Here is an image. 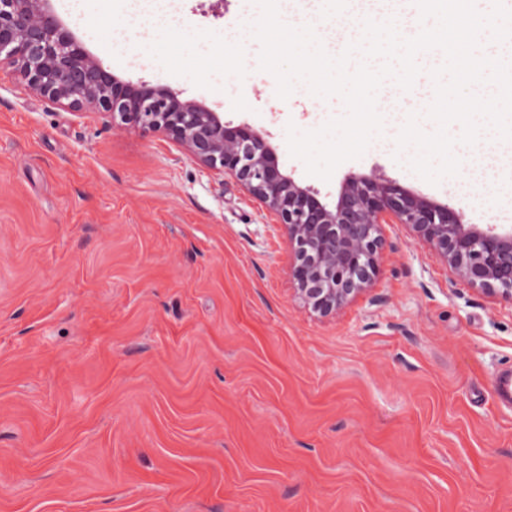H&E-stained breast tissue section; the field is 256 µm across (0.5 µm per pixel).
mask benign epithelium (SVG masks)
I'll list each match as a JSON object with an SVG mask.
<instances>
[{
    "label": "benign epithelium",
    "instance_id": "7a95c632",
    "mask_svg": "<svg viewBox=\"0 0 512 512\" xmlns=\"http://www.w3.org/2000/svg\"><path fill=\"white\" fill-rule=\"evenodd\" d=\"M30 90L114 126L161 133L201 166L229 175L283 224L295 292L327 316L369 290L379 270L381 226L402 224L426 241L453 276L512 301V228L466 225L460 212L381 175L354 179L334 208L281 172L264 137L182 100L162 86L132 84L94 61L52 14L50 0H0V66Z\"/></svg>",
    "mask_w": 512,
    "mask_h": 512
}]
</instances>
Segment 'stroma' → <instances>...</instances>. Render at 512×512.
Listing matches in <instances>:
<instances>
[{
    "label": "stroma",
    "instance_id": "35a3bbf8",
    "mask_svg": "<svg viewBox=\"0 0 512 512\" xmlns=\"http://www.w3.org/2000/svg\"><path fill=\"white\" fill-rule=\"evenodd\" d=\"M210 2L121 46L124 0L77 27L51 6L112 75L249 125L327 206L382 174L498 223L490 184L426 182L392 131L330 180L307 174L286 127L319 128L342 98H278L245 27L256 5ZM382 235L370 290L313 313L283 226L233 178L0 70V512H512V409L491 394L512 302L405 226Z\"/></svg>",
    "mask_w": 512,
    "mask_h": 512
}]
</instances>
